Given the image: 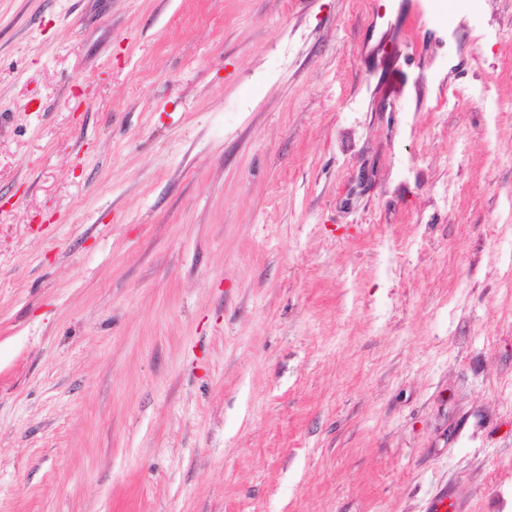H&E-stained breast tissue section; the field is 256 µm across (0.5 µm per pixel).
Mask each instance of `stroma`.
Here are the masks:
<instances>
[{
  "mask_svg": "<svg viewBox=\"0 0 512 512\" xmlns=\"http://www.w3.org/2000/svg\"><path fill=\"white\" fill-rule=\"evenodd\" d=\"M0 0V512H512V0Z\"/></svg>",
  "mask_w": 512,
  "mask_h": 512,
  "instance_id": "35a3bbf8",
  "label": "stroma"
}]
</instances>
